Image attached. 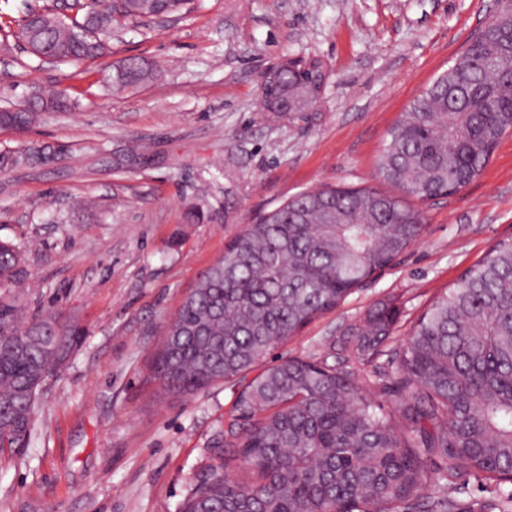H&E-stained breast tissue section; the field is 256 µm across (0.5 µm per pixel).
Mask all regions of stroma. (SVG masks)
Returning <instances> with one entry per match:
<instances>
[{
  "label": "stroma",
  "instance_id": "stroma-1",
  "mask_svg": "<svg viewBox=\"0 0 512 512\" xmlns=\"http://www.w3.org/2000/svg\"><path fill=\"white\" fill-rule=\"evenodd\" d=\"M497 0H201L195 12L113 32L106 65L46 66L0 31V107L65 89L79 108L0 152L63 144L50 166L0 171V239L24 251L27 313L83 328L43 386L36 436L0 456V512H180L230 383L174 397L150 380L164 329L226 243L255 217L326 185L377 188L376 159L406 106L464 49ZM157 79L116 94L113 64ZM288 56L327 72L307 114L260 105L263 73ZM424 231L396 263L308 324L279 355L319 357L383 299L403 343L433 299L512 239V134L456 194L422 203Z\"/></svg>",
  "mask_w": 512,
  "mask_h": 512
}]
</instances>
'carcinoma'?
Masks as SVG:
<instances>
[{"label": "carcinoma", "mask_w": 512, "mask_h": 512, "mask_svg": "<svg viewBox=\"0 0 512 512\" xmlns=\"http://www.w3.org/2000/svg\"><path fill=\"white\" fill-rule=\"evenodd\" d=\"M195 0H70L74 17L46 8L15 37L61 64L107 56L116 26L146 25ZM154 70L130 57L112 90ZM320 61L280 73L274 95L304 109L323 84ZM78 106L65 90L0 109V129L25 130L44 112ZM512 133V0H502L469 46L401 113L376 163L400 194L324 187L300 193L231 240L165 328L152 375L185 395L238 379L316 317L391 267L423 233L422 202L479 176ZM58 150L0 155L3 168L43 164ZM21 247L0 240V286L23 277ZM396 300L378 303L318 360L284 357L240 391L210 441L209 462L181 512H512V240L499 242L430 305L387 368L371 362L393 334ZM83 330L57 316L28 317L0 297V455L28 447L45 380ZM334 363H328V359ZM389 390L393 409L373 397ZM473 476L500 488L479 508L443 494ZM433 485L442 494H424Z\"/></svg>", "instance_id": "carcinoma-1"}]
</instances>
